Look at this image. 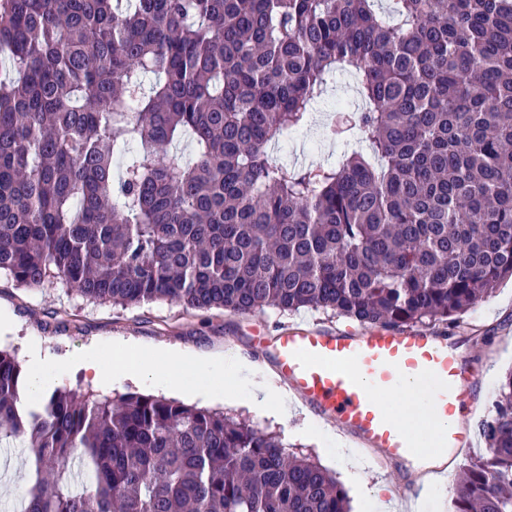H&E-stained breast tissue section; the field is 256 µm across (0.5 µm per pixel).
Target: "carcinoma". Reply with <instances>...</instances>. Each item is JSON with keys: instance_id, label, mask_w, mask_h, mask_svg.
Instances as JSON below:
<instances>
[{"instance_id": "1", "label": "carcinoma", "mask_w": 512, "mask_h": 512, "mask_svg": "<svg viewBox=\"0 0 512 512\" xmlns=\"http://www.w3.org/2000/svg\"><path fill=\"white\" fill-rule=\"evenodd\" d=\"M376 2L0 0V273L122 307L458 322L512 280V0ZM338 72L370 153L273 162ZM22 388L0 351L19 512H350L243 419L130 393L27 407ZM480 433L452 512H512V371Z\"/></svg>"}]
</instances>
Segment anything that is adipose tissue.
I'll return each instance as SVG.
<instances>
[{"instance_id":"obj_1","label":"adipose tissue","mask_w":512,"mask_h":512,"mask_svg":"<svg viewBox=\"0 0 512 512\" xmlns=\"http://www.w3.org/2000/svg\"><path fill=\"white\" fill-rule=\"evenodd\" d=\"M74 367L105 388L132 377L154 390L203 397L224 394L259 410L270 407L284 420L297 412L291 396L273 376L242 363L234 355L204 358L188 348L149 349L125 340L90 349L74 365L51 356L41 359L29 376L31 394H41L47 382L64 383ZM397 418L419 431L424 444L420 459L414 462L415 469L440 465L448 451L433 444L435 426L425 416L423 399L412 398Z\"/></svg>"}]
</instances>
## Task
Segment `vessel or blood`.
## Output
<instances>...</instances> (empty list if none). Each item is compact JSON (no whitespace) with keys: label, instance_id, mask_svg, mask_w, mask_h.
<instances>
[{"label":"vessel or blood","instance_id":"1","mask_svg":"<svg viewBox=\"0 0 512 512\" xmlns=\"http://www.w3.org/2000/svg\"><path fill=\"white\" fill-rule=\"evenodd\" d=\"M257 342L308 412L336 426L371 468L413 457L410 433L376 399L408 383L427 385L429 409L447 424L439 434L445 448L457 453L473 445V431L460 420L479 409L478 375L469 351L454 337L384 327H295Z\"/></svg>","mask_w":512,"mask_h":512}]
</instances>
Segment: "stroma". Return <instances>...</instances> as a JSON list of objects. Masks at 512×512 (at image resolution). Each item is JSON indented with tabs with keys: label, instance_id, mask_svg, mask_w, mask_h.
<instances>
[{
	"label": "stroma",
	"instance_id": "obj_1",
	"mask_svg": "<svg viewBox=\"0 0 512 512\" xmlns=\"http://www.w3.org/2000/svg\"><path fill=\"white\" fill-rule=\"evenodd\" d=\"M354 86L352 76H338L317 104L312 123L291 136L287 143L276 144L271 150L273 160L291 168L334 163L348 144L346 138L328 133L330 125L336 121L334 105L354 102ZM0 311L8 315L7 325L0 327V348L14 352L23 364L32 356L46 354L72 360L116 337L149 346L176 345L201 351L229 349L254 364L264 355L262 349L252 344L254 331L260 330L272 337L296 326L326 329L358 326L357 321L311 309L289 314L268 308L243 318L216 309L191 310L168 300L121 308L89 301L59 279L29 289L16 286L2 274ZM437 331L456 337L469 348L472 366L481 379L480 397L485 406H492L504 373L512 367V282L496 288L462 315L458 323L438 326ZM223 410L276 434L286 452L312 455L334 475L341 476L334 445L306 433L301 419L283 421L238 403L224 404ZM1 458L10 461L8 473L0 476V512H6L13 500L27 491L29 475L19 447L1 445ZM416 482L417 476L407 464L396 462L382 471L363 469L359 479H343L342 485L348 493L352 512H358L360 498L366 490Z\"/></svg>",
	"mask_w": 512,
	"mask_h": 512
}]
</instances>
